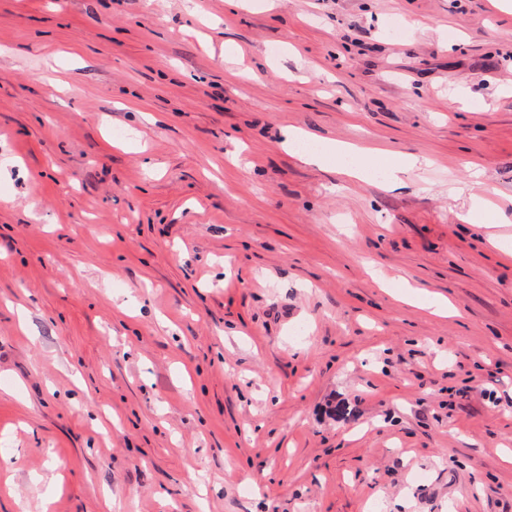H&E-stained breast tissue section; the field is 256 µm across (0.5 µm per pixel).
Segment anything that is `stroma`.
Wrapping results in <instances>:
<instances>
[{
	"mask_svg": "<svg viewBox=\"0 0 512 512\" xmlns=\"http://www.w3.org/2000/svg\"><path fill=\"white\" fill-rule=\"evenodd\" d=\"M286 126L436 165L389 191ZM473 159L512 238L490 0H0V512H512Z\"/></svg>",
	"mask_w": 512,
	"mask_h": 512,
	"instance_id": "stroma-1",
	"label": "stroma"
}]
</instances>
